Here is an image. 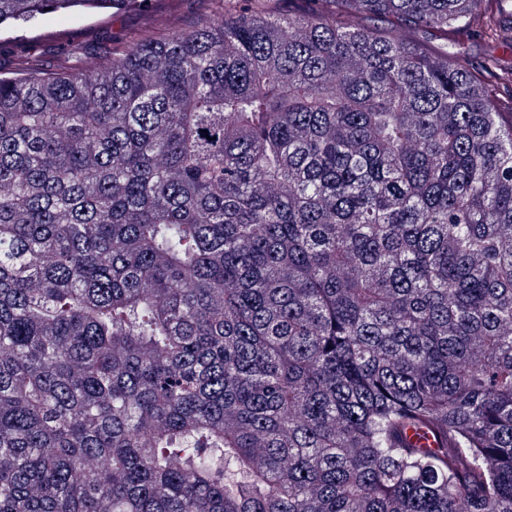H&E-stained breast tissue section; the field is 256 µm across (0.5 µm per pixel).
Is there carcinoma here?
I'll return each mask as SVG.
<instances>
[{
    "instance_id": "carcinoma-1",
    "label": "carcinoma",
    "mask_w": 512,
    "mask_h": 512,
    "mask_svg": "<svg viewBox=\"0 0 512 512\" xmlns=\"http://www.w3.org/2000/svg\"><path fill=\"white\" fill-rule=\"evenodd\" d=\"M283 4L0 74V512H512L506 0ZM490 54L502 58L505 64L512 65V54L504 52L495 43L477 39L471 42L464 50L465 58L473 62H477Z\"/></svg>"
}]
</instances>
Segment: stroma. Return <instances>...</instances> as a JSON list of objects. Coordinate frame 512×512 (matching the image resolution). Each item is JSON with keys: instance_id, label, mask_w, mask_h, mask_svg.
Masks as SVG:
<instances>
[{"instance_id": "obj_1", "label": "stroma", "mask_w": 512, "mask_h": 512, "mask_svg": "<svg viewBox=\"0 0 512 512\" xmlns=\"http://www.w3.org/2000/svg\"><path fill=\"white\" fill-rule=\"evenodd\" d=\"M224 0H152L150 13L131 8L120 13L54 11L30 28L0 30V73L12 74L29 65L61 72L71 57L91 56L102 68L118 54L135 47L147 33L174 35L197 18H220Z\"/></svg>"}]
</instances>
